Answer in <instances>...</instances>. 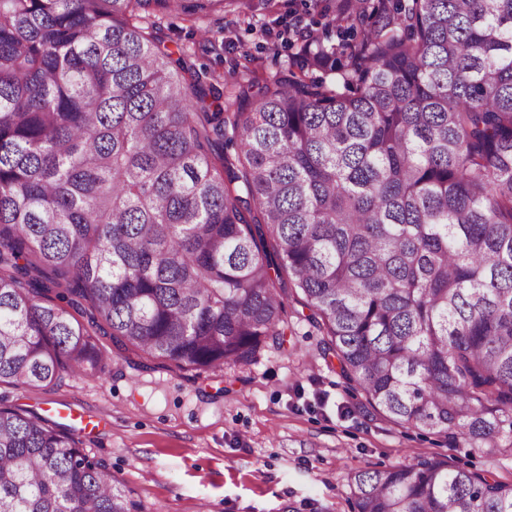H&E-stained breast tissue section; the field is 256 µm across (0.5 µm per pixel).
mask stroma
Masks as SVG:
<instances>
[{
	"label": "stroma",
	"mask_w": 512,
	"mask_h": 512,
	"mask_svg": "<svg viewBox=\"0 0 512 512\" xmlns=\"http://www.w3.org/2000/svg\"><path fill=\"white\" fill-rule=\"evenodd\" d=\"M307 0H270L261 21L224 12L196 24L178 11L161 23L167 45L224 78L273 76L292 55L284 32L312 26ZM284 346L266 343L250 364L211 371L136 349L116 352L101 378L63 375L49 390L0 384V405L36 415L68 403L94 419L84 452L106 465L140 512H354L347 478L359 470L454 459L512 484V457L398 425L375 411L324 351L289 278Z\"/></svg>",
	"instance_id": "35a3bbf8"
}]
</instances>
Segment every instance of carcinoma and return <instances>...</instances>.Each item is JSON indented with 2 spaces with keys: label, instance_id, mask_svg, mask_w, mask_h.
<instances>
[{
  "label": "carcinoma",
  "instance_id": "obj_1",
  "mask_svg": "<svg viewBox=\"0 0 512 512\" xmlns=\"http://www.w3.org/2000/svg\"><path fill=\"white\" fill-rule=\"evenodd\" d=\"M267 2L0 0V382L100 377L103 338L249 363L287 335L284 268L373 408L512 455V0H313L323 31L222 90L148 11ZM348 486L355 512H512V485L444 460ZM0 512L137 506L1 406Z\"/></svg>",
  "mask_w": 512,
  "mask_h": 512
}]
</instances>
